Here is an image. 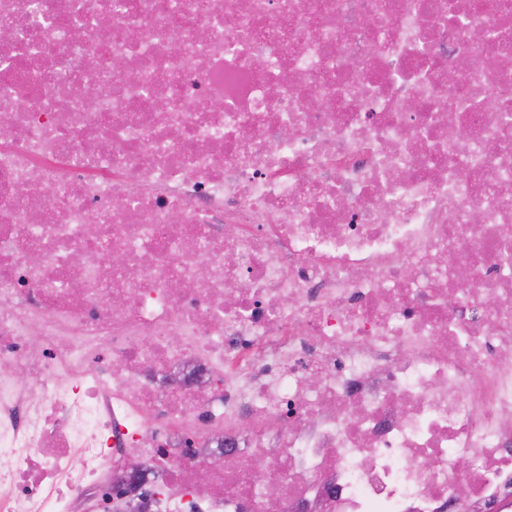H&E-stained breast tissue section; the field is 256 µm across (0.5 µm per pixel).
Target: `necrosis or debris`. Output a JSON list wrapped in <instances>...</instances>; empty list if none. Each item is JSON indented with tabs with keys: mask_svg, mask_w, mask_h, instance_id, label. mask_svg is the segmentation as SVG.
Returning <instances> with one entry per match:
<instances>
[{
	"mask_svg": "<svg viewBox=\"0 0 512 512\" xmlns=\"http://www.w3.org/2000/svg\"><path fill=\"white\" fill-rule=\"evenodd\" d=\"M271 484L512 512V0H0V512Z\"/></svg>",
	"mask_w": 512,
	"mask_h": 512,
	"instance_id": "4bbe7bcc",
	"label": "necrosis or debris"
}]
</instances>
